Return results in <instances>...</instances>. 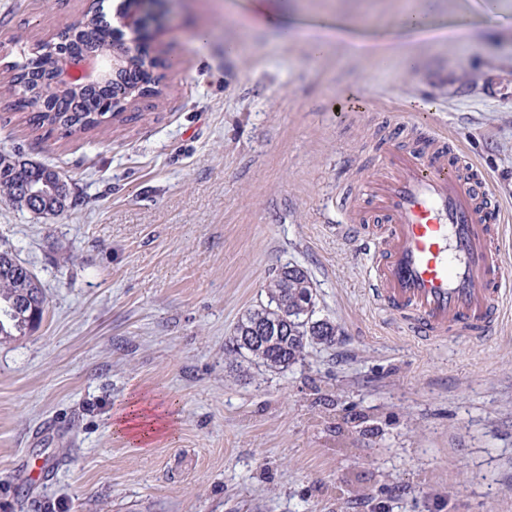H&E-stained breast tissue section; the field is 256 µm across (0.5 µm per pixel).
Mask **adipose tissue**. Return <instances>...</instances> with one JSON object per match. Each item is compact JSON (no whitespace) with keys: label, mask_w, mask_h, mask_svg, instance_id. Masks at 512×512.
Instances as JSON below:
<instances>
[{"label":"adipose tissue","mask_w":512,"mask_h":512,"mask_svg":"<svg viewBox=\"0 0 512 512\" xmlns=\"http://www.w3.org/2000/svg\"><path fill=\"white\" fill-rule=\"evenodd\" d=\"M249 22L277 36H290L291 40L304 44L310 55L321 54L330 44L344 45L351 53L370 62L381 64L391 57H399L402 70L413 71L417 62L403 46L416 40H458L468 33L465 23L449 28L431 26L418 12L409 11L401 15L395 26L379 38H367L354 33L345 24H321L306 26L295 16L289 15L281 0H251ZM174 416L168 407H159L145 412L141 400H133L128 412L120 414L113 422L114 431L137 443H150L168 432Z\"/></svg>","instance_id":"adipose-tissue-1"}]
</instances>
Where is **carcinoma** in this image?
<instances>
[{
    "label": "carcinoma",
    "instance_id": "1",
    "mask_svg": "<svg viewBox=\"0 0 512 512\" xmlns=\"http://www.w3.org/2000/svg\"><path fill=\"white\" fill-rule=\"evenodd\" d=\"M112 37L100 16L90 15L78 30L65 26L58 31L60 43L86 47L105 43ZM55 66L50 52L19 49V57L10 67V86L18 95L14 101L17 110L31 105L22 83L28 72L36 70L49 77ZM147 73L145 59L133 55L124 62L122 82L90 95L81 92H62L51 95L45 107L28 113L29 124L39 130L44 127L61 128L69 134H85L101 123L121 118L126 112H102V102H114L119 94L138 86ZM62 181L60 175L45 166L14 161L0 155V198L23 208L25 203L19 190L25 185L41 187ZM287 273L275 274L266 285L267 303L247 310L238 320L230 339L232 352L248 356L269 369H284L296 363L310 344L330 346L335 342L336 325L316 314V292L306 270L287 264ZM45 297L39 281L21 270H0V337L26 335L42 321ZM276 326L279 332L250 343L244 339L254 335L259 327Z\"/></svg>",
    "mask_w": 512,
    "mask_h": 512
}]
</instances>
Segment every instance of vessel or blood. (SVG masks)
<instances>
[{
  "label": "vessel or blood",
  "mask_w": 512,
  "mask_h": 512,
  "mask_svg": "<svg viewBox=\"0 0 512 512\" xmlns=\"http://www.w3.org/2000/svg\"><path fill=\"white\" fill-rule=\"evenodd\" d=\"M351 236L369 237L366 284L416 339L493 334L505 294L501 205L487 174L445 136L389 150L365 201L351 199Z\"/></svg>",
  "instance_id": "1"
}]
</instances>
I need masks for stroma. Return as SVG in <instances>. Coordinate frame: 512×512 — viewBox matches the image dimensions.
Masks as SVG:
<instances>
[{"label":"stroma","mask_w":512,"mask_h":512,"mask_svg":"<svg viewBox=\"0 0 512 512\" xmlns=\"http://www.w3.org/2000/svg\"><path fill=\"white\" fill-rule=\"evenodd\" d=\"M249 2L158 21L157 88L127 121L35 130L0 90V152L70 188L57 216L0 201V249L47 298L38 329L0 341V512H512V293L493 336L416 340L375 304L336 205L386 143L431 130L490 175L512 255V0H290L364 35L467 18L466 40L412 44L411 74L246 31ZM91 10L112 21L114 2L0 0V74ZM286 263L338 334L268 370L226 345ZM135 395L176 409L150 447L112 429ZM46 459L47 482L11 487Z\"/></svg>","instance_id":"obj_1"}]
</instances>
